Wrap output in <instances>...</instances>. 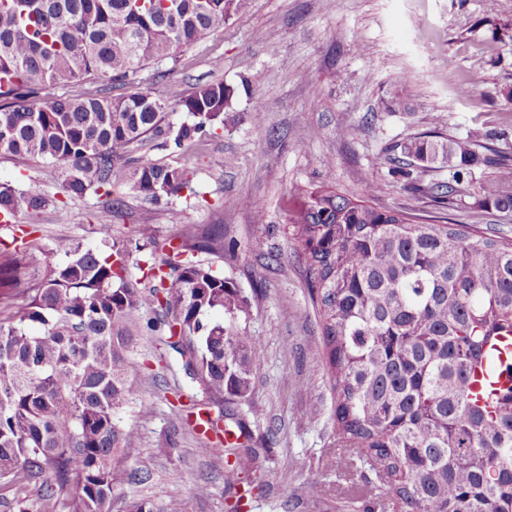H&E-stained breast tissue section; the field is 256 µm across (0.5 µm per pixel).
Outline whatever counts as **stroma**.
<instances>
[{"label":"stroma","instance_id":"obj_1","mask_svg":"<svg viewBox=\"0 0 512 512\" xmlns=\"http://www.w3.org/2000/svg\"><path fill=\"white\" fill-rule=\"evenodd\" d=\"M135 79L164 100L207 84L233 88L216 134L181 151L157 139L131 149L133 157L186 168L193 192L155 205L119 173L114 190L126 207L117 215L92 194L58 196L59 164L1 159L0 183L21 191L39 182L56 202L0 222V253L11 250L20 224L36 225L43 245L24 260L0 318L23 302L46 249L58 241L132 247L142 241L145 219L160 241L212 234V248L197 258L247 298L242 325L265 350L251 400L240 406L263 450L244 512H362L376 477L336 452L321 325L288 239L289 194L329 175L337 190L359 196L371 178L380 185L374 206L512 239V210H481L467 196L439 207L390 159L392 147L433 131L448 140L490 132L472 167L477 182L495 176L491 157L512 155V107L503 97L512 89V0H496L491 11L485 0H251L213 39L138 69ZM257 102L262 112H254ZM245 198L253 209L242 207ZM257 210L263 222H255ZM156 339L148 329L140 337L130 367L133 392L114 417L118 426L134 427L138 440L113 464L139 470L141 478L114 489L112 512H128L139 499L163 512L173 498L184 499L187 512H227L236 491L224 483V460L202 454L194 430L176 415L178 366L159 356ZM307 407L316 408L314 419H301ZM284 471L287 488L279 482ZM200 484L206 494H195Z\"/></svg>","mask_w":512,"mask_h":512}]
</instances>
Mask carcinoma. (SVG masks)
I'll use <instances>...</instances> for the list:
<instances>
[{
  "label": "carcinoma",
  "instance_id": "1",
  "mask_svg": "<svg viewBox=\"0 0 512 512\" xmlns=\"http://www.w3.org/2000/svg\"><path fill=\"white\" fill-rule=\"evenodd\" d=\"M249 0H0V158L61 165L59 194L94 193L111 212L125 200L123 171L152 202L191 188L189 172L131 161L149 137L182 149L224 124V84L174 104L138 88L116 97L25 101L84 78L126 84L148 63L176 59L208 41ZM180 109L191 124L165 122ZM480 135L400 144L413 188L441 204L468 195L474 206L512 210V158L492 161L493 179L473 184ZM448 165V179L422 186L413 172ZM50 204L40 184L0 183V218ZM19 247L0 263L11 286L21 258L41 248L18 226ZM288 236L304 262L320 317L335 405L336 445L374 472L379 493L409 512H512V391L482 400L470 372L485 347L512 336V240L466 224L379 209L321 185L291 195ZM141 278L128 276V247L61 240L22 304L0 318V487L39 484L41 512H111L117 484L138 480L114 456L138 439L115 413L132 390L129 358L144 328L176 355L192 383L172 407L203 425L204 453L224 457V483L242 487L239 512L260 468L235 403L245 401L263 359L241 325L247 300L195 253L208 235L175 244L148 239ZM152 311L155 320L144 322Z\"/></svg>",
  "mask_w": 512,
  "mask_h": 512
}]
</instances>
